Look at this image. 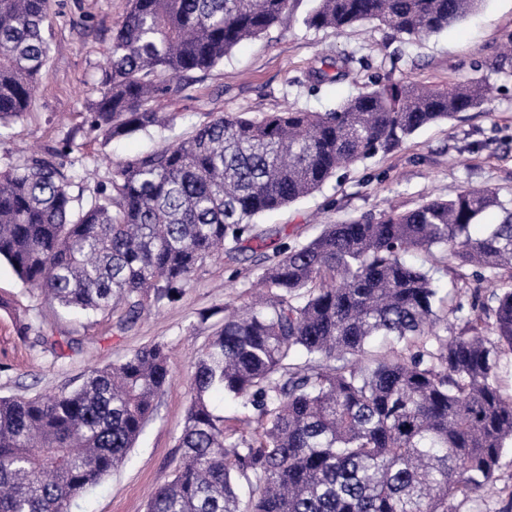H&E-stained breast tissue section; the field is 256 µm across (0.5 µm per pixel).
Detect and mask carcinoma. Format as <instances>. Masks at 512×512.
I'll list each match as a JSON object with an SVG mask.
<instances>
[{"instance_id":"carcinoma-1","label":"carcinoma","mask_w":512,"mask_h":512,"mask_svg":"<svg viewBox=\"0 0 512 512\" xmlns=\"http://www.w3.org/2000/svg\"><path fill=\"white\" fill-rule=\"evenodd\" d=\"M481 0H315L309 28L356 23L395 35L439 33ZM291 0H131L112 32L91 125L106 142L175 119L173 81L224 62L278 24ZM52 0H0V121L29 111L51 51ZM323 58L318 85L348 74ZM487 100L483 82L445 87L374 81L328 112L289 109L260 120L213 116L190 136L117 163L87 200L52 163L22 157L0 173V259L46 299L134 326L173 300L207 259L257 248L255 221L336 173ZM491 210L498 220L484 222ZM420 249L457 268L454 287L488 288L484 319L448 318ZM267 295L201 349L172 479L146 512H454L488 487L512 444V398L496 370L512 354V199L490 186L451 199L329 224L265 266ZM23 339L61 346L34 323ZM377 336L382 353L362 362ZM155 343L94 368L59 395L0 397V512H69L71 501L126 461L169 381ZM241 401L250 432L233 437L210 394ZM248 489L241 505L240 487Z\"/></svg>"}]
</instances>
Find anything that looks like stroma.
Here are the masks:
<instances>
[{
  "mask_svg": "<svg viewBox=\"0 0 512 512\" xmlns=\"http://www.w3.org/2000/svg\"><path fill=\"white\" fill-rule=\"evenodd\" d=\"M314 0H292L283 24L232 50L222 65L193 74L173 101V123L146 134L103 141L89 125V107L108 65L112 31L128 0H56L47 25V74L29 112L0 124V171L20 155L45 158L74 175L73 196L89 198L112 178L113 164L189 135L213 115L260 118L287 108L338 107L372 79L446 85L478 79L485 104L417 131L397 148L340 170L321 189L258 219L266 240L261 254L206 260L182 296L164 301L132 329L119 332L112 315L77 316L58 309L0 262V396L67 392L89 368L104 366L140 347L164 343L171 379L155 401L125 464L76 496L71 512H145L149 495L171 480L181 455L178 439L190 401L189 377L200 350L224 322L225 306L248 304L267 257L276 248L305 244L325 225L389 205L412 209L428 196L454 197L467 187L492 186L512 196V0H483L447 30L395 37L373 24L345 31L306 28ZM348 56L347 76L311 89L322 57ZM34 319L49 336L69 337L72 350L56 357L25 343L19 322ZM455 512H512V445L504 449L488 489L458 497Z\"/></svg>",
  "mask_w": 512,
  "mask_h": 512,
  "instance_id": "stroma-1",
  "label": "stroma"
}]
</instances>
